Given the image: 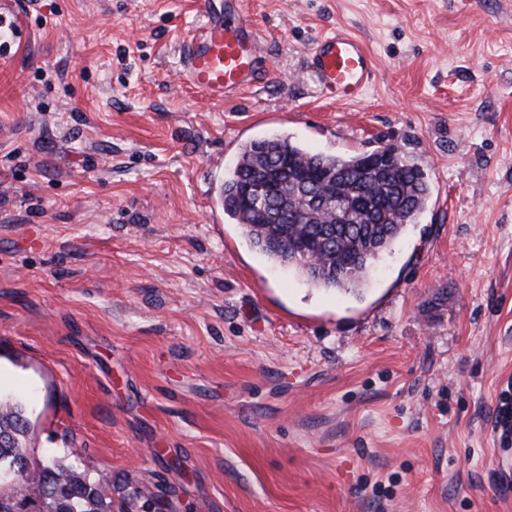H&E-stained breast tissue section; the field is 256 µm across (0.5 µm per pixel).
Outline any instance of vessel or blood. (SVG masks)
<instances>
[{
  "label": "vessel or blood",
  "instance_id": "b4317fda",
  "mask_svg": "<svg viewBox=\"0 0 512 512\" xmlns=\"http://www.w3.org/2000/svg\"><path fill=\"white\" fill-rule=\"evenodd\" d=\"M201 12L202 22L182 50V75L209 99L228 101L259 79V27L247 16L244 0H224L220 9L204 0ZM22 43V26L11 0H0V51ZM311 54L316 81L333 101L361 98L376 77L369 51L345 29L316 38Z\"/></svg>",
  "mask_w": 512,
  "mask_h": 512
}]
</instances>
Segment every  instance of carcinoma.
Masks as SVG:
<instances>
[{
	"instance_id": "obj_1",
	"label": "carcinoma",
	"mask_w": 512,
	"mask_h": 512,
	"mask_svg": "<svg viewBox=\"0 0 512 512\" xmlns=\"http://www.w3.org/2000/svg\"><path fill=\"white\" fill-rule=\"evenodd\" d=\"M369 165L368 155L340 157L310 150L289 138L247 143L224 182V212L242 226L251 244L277 265L297 271L312 287L360 289L379 258L424 209L429 184L400 152ZM288 164L308 177V192H321L320 176H337L334 190L312 207L287 183L280 188L288 209L277 224L267 221L264 198L255 190L269 164ZM28 421L20 403L0 398V512H112L109 481L79 469V457L55 455L35 471L23 442Z\"/></svg>"
}]
</instances>
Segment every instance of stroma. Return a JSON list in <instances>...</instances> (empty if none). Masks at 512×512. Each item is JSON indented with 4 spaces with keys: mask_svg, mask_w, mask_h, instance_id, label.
<instances>
[{
    "mask_svg": "<svg viewBox=\"0 0 512 512\" xmlns=\"http://www.w3.org/2000/svg\"><path fill=\"white\" fill-rule=\"evenodd\" d=\"M203 0H21L0 64V393L31 463L191 512H512V0H244L267 70L179 74ZM360 37L358 103L311 47ZM392 145L430 196L357 293L313 288L224 213L242 145ZM311 54L316 81L324 96L333 101L361 98L376 77L369 51L345 29L316 38ZM494 434L503 445L512 443V381L508 380L502 388L497 403L494 424Z\"/></svg>",
    "mask_w": 512,
    "mask_h": 512,
    "instance_id": "obj_1",
    "label": "stroma"
}]
</instances>
